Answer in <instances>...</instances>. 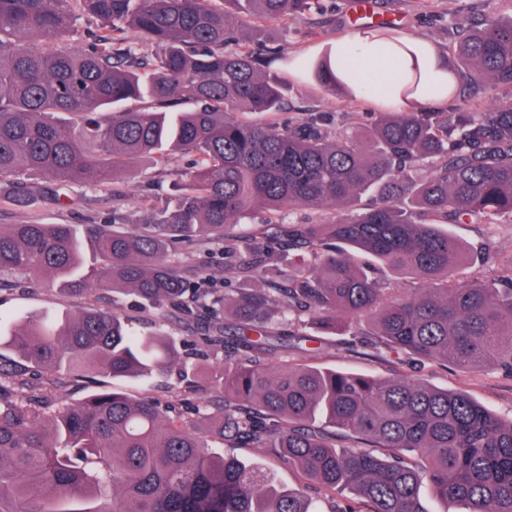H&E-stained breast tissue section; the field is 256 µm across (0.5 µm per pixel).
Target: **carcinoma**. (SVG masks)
<instances>
[{"label": "carcinoma", "mask_w": 512, "mask_h": 512, "mask_svg": "<svg viewBox=\"0 0 512 512\" xmlns=\"http://www.w3.org/2000/svg\"><path fill=\"white\" fill-rule=\"evenodd\" d=\"M0 0V180L9 199L32 192L34 173L67 186L131 181L135 159L191 158L173 202L127 229L112 224L0 225V276L57 278L69 292H128L197 321L202 355L223 353L215 375L223 416L183 417L150 398L100 390L79 402L55 396L71 377L152 378L178 370L179 338L136 336L123 317L90 301L70 317L31 318L0 336V512H316L300 491L211 441L272 448L326 498L363 504L341 512H512V418L461 390L420 377L381 379L303 364L265 366L275 313H309L329 333L365 324L393 351L459 371L512 373V264L493 281L459 271L485 260L448 224L512 219V102L475 112H375L338 136L313 112L279 119L284 85L264 69L285 60L277 26L317 0ZM94 18L136 41H78ZM448 46V82L419 64L374 89L387 105L451 92L460 83L512 90V17H484ZM156 49L142 62L140 48ZM306 66L325 90L336 68ZM130 101L147 104L140 110ZM259 113L264 123L249 118ZM375 193L356 207L358 197ZM301 209L319 224L285 219ZM264 210L270 220L235 240L239 271L259 287L236 300L224 335L225 297L191 281L169 253L176 241L225 240L231 224ZM296 252L277 265L276 245ZM364 253L415 284L396 290L359 267ZM339 434L349 445L338 448Z\"/></svg>", "instance_id": "1"}]
</instances>
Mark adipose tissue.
Wrapping results in <instances>:
<instances>
[{"instance_id": "ef3b65f1", "label": "adipose tissue", "mask_w": 512, "mask_h": 512, "mask_svg": "<svg viewBox=\"0 0 512 512\" xmlns=\"http://www.w3.org/2000/svg\"><path fill=\"white\" fill-rule=\"evenodd\" d=\"M337 54L349 55L351 65L344 71L343 79L355 97L370 96L374 85L392 83L406 63L400 52H386L359 32H351L336 41Z\"/></svg>"}]
</instances>
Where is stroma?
I'll return each instance as SVG.
<instances>
[{"mask_svg": "<svg viewBox=\"0 0 512 512\" xmlns=\"http://www.w3.org/2000/svg\"><path fill=\"white\" fill-rule=\"evenodd\" d=\"M350 0H321V7L299 19L288 20L287 41L284 45L289 59L302 62L319 59L323 50L337 37L350 32ZM376 21L392 22L398 38L422 40L437 54L448 51V44L457 38L460 23L478 24L488 14L512 16V0H375ZM269 76L287 77V116L297 119L312 112H323L334 120L337 132L348 134L354 127L353 114L375 112L376 103L342 96H331L301 74L285 73L282 64L270 66ZM135 166L137 178L129 183L104 184L89 187L82 184L52 191L43 188L40 178L29 179L33 196L28 206L20 207L0 200L1 224H102L118 226L139 223L144 209L164 208L170 198L174 180L188 166L186 155L175 153L165 161L139 160ZM450 230L459 239L476 246L488 245L489 261L478 272L490 275L512 260V221L498 224H454ZM189 279L207 271L211 287L223 290L230 299L237 298L240 289L252 287L250 278L235 268L233 257L224 253L220 242L207 247L180 245L174 255ZM476 270L463 269L464 277ZM98 303L114 308L138 333L150 331L155 323H163L166 331L181 337L180 356L188 361L199 360L194 344V320L187 313L176 311L159 316L155 310L144 308L132 295L97 291ZM85 303L84 297L70 295L58 287H32L28 281L12 279L0 286V324L9 325L21 315L65 316L75 314ZM311 351L297 348L277 351L267 361L276 366L281 360L313 367L373 375L383 378L419 376L431 386L467 392L473 399L495 413L512 416V375L481 368L460 372L442 363H428L407 354H396L380 345L366 328L352 326L341 334L315 331ZM113 387L128 395L151 397L172 404L182 412L196 405L216 400L208 376H201L194 385H187L177 373L150 381L130 379L87 378L74 386L65 387L66 398L76 400L84 395ZM221 453H232L246 462L258 465L270 474L277 488L300 490L313 502H320L318 489L303 474L284 465L267 448H236L221 446Z\"/></svg>", "mask_w": 512, "mask_h": 512, "instance_id": "obj_1", "label": "stroma"}]
</instances>
